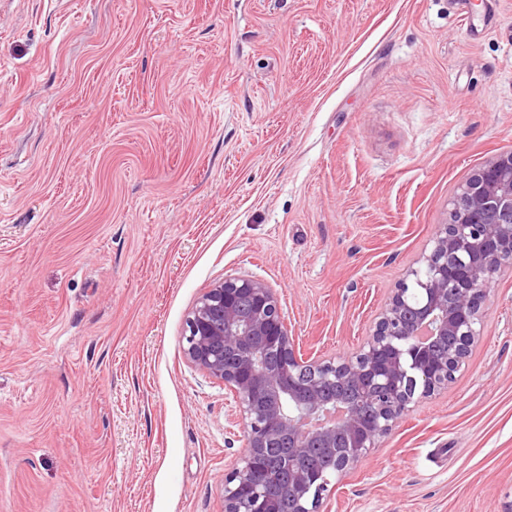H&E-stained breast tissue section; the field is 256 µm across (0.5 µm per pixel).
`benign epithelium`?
<instances>
[{"instance_id":"obj_1","label":"benign epithelium","mask_w":512,"mask_h":512,"mask_svg":"<svg viewBox=\"0 0 512 512\" xmlns=\"http://www.w3.org/2000/svg\"><path fill=\"white\" fill-rule=\"evenodd\" d=\"M512 267V152L459 186L429 253L388 296L351 355L305 360L275 290L252 276L209 289L187 320L184 356L224 384L246 445L224 480V512H277L266 451L286 448L288 512H319L333 479L361 462L420 399L448 388L480 336L490 285ZM336 454L329 474L311 451Z\"/></svg>"}]
</instances>
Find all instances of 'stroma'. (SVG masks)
Masks as SVG:
<instances>
[{
    "label": "stroma",
    "instance_id": "35a3bbf8",
    "mask_svg": "<svg viewBox=\"0 0 512 512\" xmlns=\"http://www.w3.org/2000/svg\"><path fill=\"white\" fill-rule=\"evenodd\" d=\"M509 151L512 0H0V512H222L201 295L349 355ZM481 312L320 512H512V268Z\"/></svg>",
    "mask_w": 512,
    "mask_h": 512
}]
</instances>
